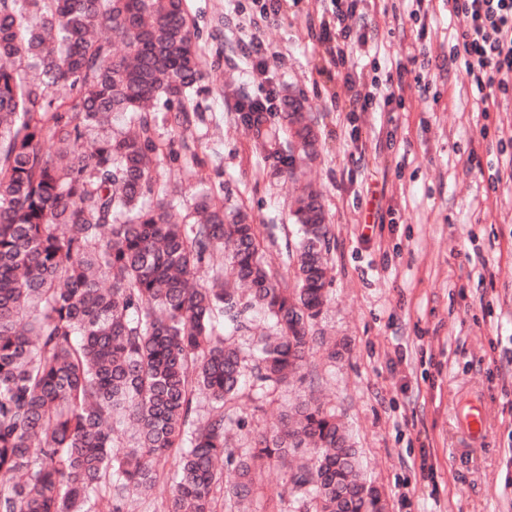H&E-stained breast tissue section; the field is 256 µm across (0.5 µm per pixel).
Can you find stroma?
Listing matches in <instances>:
<instances>
[{
    "label": "stroma",
    "instance_id": "1",
    "mask_svg": "<svg viewBox=\"0 0 512 512\" xmlns=\"http://www.w3.org/2000/svg\"><path fill=\"white\" fill-rule=\"evenodd\" d=\"M186 0L203 76L189 130L159 128L173 205L191 210L186 149L224 199L271 225L270 257L287 273L295 237L288 175L264 166L237 104L268 92L303 102L318 128L301 183L316 193L331 237L329 300L321 321L328 358L309 346L307 374L352 433L387 512H512V176L499 139L512 136V103L483 115L469 82L449 72L448 0H426L422 22L403 0H364L386 55L429 65L404 74L394 112L348 121L343 81L319 42L331 0ZM268 51L266 80L251 79L243 47ZM375 185L363 204L365 185ZM302 387L237 406L244 433L273 426ZM475 400L483 431L469 438L460 410Z\"/></svg>",
    "mask_w": 512,
    "mask_h": 512
}]
</instances>
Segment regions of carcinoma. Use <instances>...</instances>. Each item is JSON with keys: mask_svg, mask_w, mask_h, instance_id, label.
Masks as SVG:
<instances>
[{"mask_svg": "<svg viewBox=\"0 0 512 512\" xmlns=\"http://www.w3.org/2000/svg\"><path fill=\"white\" fill-rule=\"evenodd\" d=\"M201 77L184 0H0V512H240L274 462L280 512H385L312 392L238 443L240 399L306 381L329 228L300 190L290 287L204 179L175 220L158 115L188 126ZM283 109L284 129L240 113L273 168L316 150Z\"/></svg>", "mask_w": 512, "mask_h": 512, "instance_id": "obj_1", "label": "carcinoma"}]
</instances>
